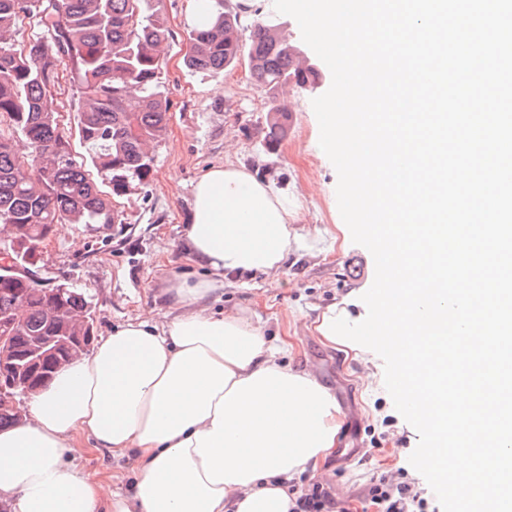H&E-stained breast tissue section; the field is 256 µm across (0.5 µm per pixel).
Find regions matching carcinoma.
<instances>
[{
	"label": "carcinoma",
	"instance_id": "cac0c4a2",
	"mask_svg": "<svg viewBox=\"0 0 512 512\" xmlns=\"http://www.w3.org/2000/svg\"><path fill=\"white\" fill-rule=\"evenodd\" d=\"M212 5L211 28L189 33L184 64L190 71L219 72L245 57L252 79L272 99L285 85L313 90L322 82L317 65H298L300 47L278 26L254 18L246 45L239 35L241 9L227 0ZM25 20L34 33L20 49L14 40ZM170 36L164 0H0V226L15 225L18 261L36 266L39 245L59 223H121L112 200L149 185L154 157L144 146L156 145L167 124L162 51ZM64 66L81 93L76 123L85 148L81 161L57 121ZM269 112L263 145L273 150L288 135L290 117L276 105ZM16 137L26 140L29 156L41 157V167L26 169L27 160L12 146ZM90 167L99 179L90 177ZM100 180L109 192L100 190ZM49 287L0 278V319L14 311L12 289H27V321L15 333L22 355L30 351L32 337L65 335L71 321L91 307L85 292L69 287L60 311L49 317L51 300L43 293ZM19 363L28 366L32 382H49L48 361Z\"/></svg>",
	"mask_w": 512,
	"mask_h": 512
}]
</instances>
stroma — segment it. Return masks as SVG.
I'll use <instances>...</instances> for the list:
<instances>
[{"mask_svg": "<svg viewBox=\"0 0 512 512\" xmlns=\"http://www.w3.org/2000/svg\"><path fill=\"white\" fill-rule=\"evenodd\" d=\"M191 0H165L172 32L163 57L170 107L166 130L155 149L153 176L143 189L116 199L121 223L70 227L44 243L41 277L86 291L92 298L95 336L152 311L163 320L168 308L165 283L189 272L182 230L192 187L210 167L227 162L276 181L298 201L300 226L316 245L289 255L278 272L280 286L267 288L264 275L245 277L224 289L225 307L257 315L265 335H301L291 363L314 371L335 394L342 412L341 444L321 470L305 471L295 488L321 483L349 512H365L362 490L374 474L386 473L431 495L423 476L409 463L417 431L396 411L384 384L365 386L361 362L352 351L322 345L306 327L314 309L349 291L370 288L375 277L371 253L353 243L336 197L337 172L315 147L320 129L312 93L289 88L268 97L250 78L247 62L218 75L193 73L184 66L189 49L185 23ZM223 94H214L215 86ZM287 104L288 136L275 150L261 143L270 101ZM78 469L110 471L113 487L126 491L135 460L107 453L77 455Z\"/></svg>", "mask_w": 512, "mask_h": 512, "instance_id": "obj_1", "label": "stroma"}]
</instances>
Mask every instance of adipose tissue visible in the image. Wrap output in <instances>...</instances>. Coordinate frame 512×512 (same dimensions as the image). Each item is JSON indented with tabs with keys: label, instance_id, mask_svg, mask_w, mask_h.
Here are the masks:
<instances>
[{
	"label": "adipose tissue",
	"instance_id": "1",
	"mask_svg": "<svg viewBox=\"0 0 512 512\" xmlns=\"http://www.w3.org/2000/svg\"><path fill=\"white\" fill-rule=\"evenodd\" d=\"M287 190L227 163L195 183L184 253L203 274L171 277V311L100 337L91 356L30 394L0 428V501L12 512H289L292 478L337 448L341 409L292 343L244 310H216L226 284L270 287L305 242ZM136 459L126 494L73 463L82 445Z\"/></svg>",
	"mask_w": 512,
	"mask_h": 512
}]
</instances>
